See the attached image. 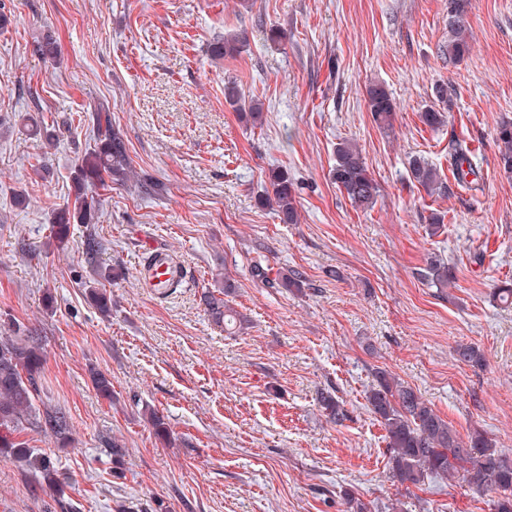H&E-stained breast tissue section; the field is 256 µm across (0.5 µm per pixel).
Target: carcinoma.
<instances>
[{
	"label": "carcinoma",
	"instance_id": "1",
	"mask_svg": "<svg viewBox=\"0 0 512 512\" xmlns=\"http://www.w3.org/2000/svg\"><path fill=\"white\" fill-rule=\"evenodd\" d=\"M468 0H448V26L450 35L443 53L451 62H460L470 51V34L464 16ZM247 44L246 36L239 33L218 35L210 42L208 52L216 60L234 58ZM367 103L378 129L384 133L393 130L396 106L385 85L368 86ZM224 100L238 114L240 120L252 126L263 122L261 103L247 100L232 82L224 85ZM421 121L430 128L447 122L446 109L430 107L421 113ZM100 146L81 158L74 177L73 205L57 209L47 247L64 249L68 243L70 225L91 224L97 218L95 202L87 197L88 185L98 182L126 184L133 175L126 146L119 133L112 128L108 112L96 115ZM496 143L500 166L512 174V118H504L496 129ZM475 149L465 139L454 138L448 143V162L454 184L470 190H482V176L474 162ZM410 174L427 192L442 194L446 186L434 168L423 157L410 162ZM331 179L351 204L367 209L373 207L380 187L368 170L359 148L349 140L336 146V163L330 171ZM267 181L270 189L260 204L275 208L283 224L299 223L298 186L288 176V171L272 169ZM252 277L272 288L285 292L301 293L305 278L298 270L281 272L270 278V268L256 262L251 267ZM119 265H97L93 268L92 284L84 289L86 301L103 317L112 315V294L105 285L125 278ZM420 279L440 294L455 285L454 266L431 257L419 273ZM214 284L201 293L200 301L211 320L224 326L230 334L248 329V317L231 304L235 293V280L226 272L215 274ZM454 358L471 366L481 367L484 356L472 344H459L453 349ZM46 364V351L37 336H0V458L24 466L39 476L46 488L58 491L65 484L52 456L33 448L23 438L27 430H38L52 439L60 448L73 442L72 425L66 410L60 406L41 403L38 386ZM91 380L97 393L112 399V379L108 374L93 369ZM367 408L385 430L390 453L389 469L393 478L406 486H419L433 478H462L478 493L496 494L492 501L493 512H512V452L496 446L482 431H473L462 438L453 426L443 419L410 385L392 377L385 369L374 373V383L366 392ZM320 407L332 423L346 417L344 403L335 395L321 394ZM141 416L150 424L160 442L170 443L172 436L166 417L145 405Z\"/></svg>",
	"mask_w": 512,
	"mask_h": 512
}]
</instances>
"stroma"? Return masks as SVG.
<instances>
[{"label":"stroma","instance_id":"obj_1","mask_svg":"<svg viewBox=\"0 0 512 512\" xmlns=\"http://www.w3.org/2000/svg\"><path fill=\"white\" fill-rule=\"evenodd\" d=\"M0 13L10 19L0 29V334L42 338L40 395L69 412L74 438L60 448L27 432L68 486L49 491L0 459V512H115L120 501L151 512L159 499L170 512H345L347 491L371 512H491V494L462 481L395 482L365 393L387 369L461 436L480 430L512 449V307L492 297L512 279V177L495 141L512 118V0H470L471 50L456 64L443 53L448 0H254L248 10L239 0H0ZM273 27L281 43L268 40ZM239 31L244 51L211 60L210 41ZM47 34L53 64L33 52ZM228 81L261 101L263 125L225 103ZM373 83L396 104L392 133L372 119ZM440 85L453 105L433 130L420 114ZM105 111L136 180L89 186L96 222L71 225L67 247L44 253ZM27 116L54 131L56 147L20 134ZM453 137L476 148L483 189L428 196L408 161L447 172ZM343 139L380 186L370 209L331 179ZM276 167L299 187V223L259 203ZM20 193L28 206L16 205ZM91 237L96 263L126 271L108 318L83 297ZM148 241L182 259L187 286L142 288ZM432 256L455 266L447 294L418 278ZM219 257L237 282L234 307L252 321L235 336L200 302ZM257 260L302 272L305 292L255 281ZM459 343L479 346L485 366L455 361ZM92 365L110 375L113 399L94 389ZM326 391L343 401V423L323 415ZM143 403L166 416L174 445L155 439ZM115 442L125 450L118 478Z\"/></svg>","mask_w":512,"mask_h":512}]
</instances>
